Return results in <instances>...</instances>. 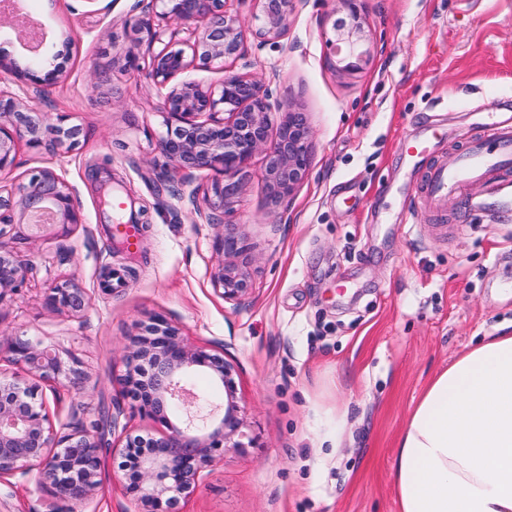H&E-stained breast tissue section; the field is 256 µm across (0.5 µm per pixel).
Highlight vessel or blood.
I'll return each mask as SVG.
<instances>
[{"mask_svg": "<svg viewBox=\"0 0 512 512\" xmlns=\"http://www.w3.org/2000/svg\"><path fill=\"white\" fill-rule=\"evenodd\" d=\"M512 165V126L501 122L484 125L480 133L460 151L453 164L431 165L426 171L424 194L428 203L444 206L451 192L481 180L490 183L499 194L502 206L512 205V184L502 179L501 172ZM122 199L112 201V234L127 251H136L139 228L126 214Z\"/></svg>", "mask_w": 512, "mask_h": 512, "instance_id": "1", "label": "vessel or blood"}]
</instances>
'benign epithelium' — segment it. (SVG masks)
<instances>
[{"instance_id":"1","label":"benign epithelium","mask_w":512,"mask_h":512,"mask_svg":"<svg viewBox=\"0 0 512 512\" xmlns=\"http://www.w3.org/2000/svg\"><path fill=\"white\" fill-rule=\"evenodd\" d=\"M260 7V26L255 36L261 41L282 37L288 26L292 0H255ZM351 19L333 22L334 38L327 40L339 55L341 69L360 68L364 27L359 0H338ZM172 20L189 32V38L174 48L164 39L158 21ZM131 40L148 45L150 72L156 85L166 89L162 109L166 132L157 143L166 160L163 178L170 182L193 173L213 170L219 177L207 185L205 206L193 205L196 217L206 224L219 221L242 192L252 157L265 151V180L272 198L289 196L309 171L311 130L305 113L274 96L270 85L247 75L227 72L217 85L205 86L183 79L196 61L224 68L227 61L244 55L245 29L227 14L225 0H149L147 10L131 29ZM14 71L17 79L37 90L57 83L59 70L48 68V59L29 62L21 69L0 56V71ZM272 112H284L276 139H270ZM83 130L59 118L53 122L16 94L0 89V176L16 166L19 142L26 141L55 154L80 143ZM49 208L56 216L57 234L66 236L81 223V215L70 189L52 169L33 174L18 192L0 185V223L23 224L35 213ZM221 260L212 283L224 300L238 302L250 292V276L238 262L243 253L240 238L226 233L216 242ZM28 263L5 244H0V301L22 287ZM46 305L59 312L80 316L87 306L83 288L75 279H65L49 288ZM8 361L23 368L36 380L79 389L82 372L65 366L59 355L40 341L24 335L0 338V351ZM126 371L121 395L139 413L161 424L159 435L125 436L124 494L135 501L139 512H177L178 500L189 493L203 469L228 448L253 444L243 431L244 418L233 378V366L203 347L188 345L179 329L157 314L127 338ZM205 371L224 386L222 415L202 426L195 423L201 398L184 380ZM38 385L22 387L0 379V477L39 470L41 481L72 503L89 498L100 483V449L111 447L108 435L115 421L92 428H76L67 434L54 431L43 403L37 399Z\"/></svg>"}]
</instances>
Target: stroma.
I'll use <instances>...</instances> for the list:
<instances>
[{
	"mask_svg": "<svg viewBox=\"0 0 512 512\" xmlns=\"http://www.w3.org/2000/svg\"><path fill=\"white\" fill-rule=\"evenodd\" d=\"M336 5L293 0L278 42L248 39L244 59L190 73L207 84L228 71L271 82L312 132L310 169L290 198L270 202L259 152L225 216L252 280L239 302L211 281L222 229L196 223L190 202L209 172L161 179L163 92L146 47L126 36L140 0H28L48 32L42 52L57 56L63 77L39 93L0 74V88L83 129L67 153L20 142L16 168L0 180L17 187L51 168L80 204L82 222L67 236L17 245L33 270L0 304V333L36 338L83 373L78 392L38 385L53 428L65 434L110 412L114 441L160 432L118 386L124 342L157 314L187 343L223 349L235 368L255 445L216 457L181 512H399L391 471L421 393L466 350L512 332V219L481 183L449 194L443 210L429 206L424 167L404 149L424 141L428 162L450 161L483 124L512 118V0H361L368 54L353 72L335 69L328 44ZM129 51L140 68L113 66ZM105 182L143 211L135 257L110 247ZM71 277L89 301L80 317L45 303L51 283ZM341 404L349 437L320 448L314 412ZM119 462L104 450L100 486L77 504L34 467L0 479V512H137Z\"/></svg>",
	"mask_w": 512,
	"mask_h": 512,
	"instance_id": "obj_1",
	"label": "stroma"
}]
</instances>
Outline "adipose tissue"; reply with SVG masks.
<instances>
[{"instance_id": "1", "label": "adipose tissue", "mask_w": 512, "mask_h": 512, "mask_svg": "<svg viewBox=\"0 0 512 512\" xmlns=\"http://www.w3.org/2000/svg\"><path fill=\"white\" fill-rule=\"evenodd\" d=\"M399 512H512V334L429 383L400 435Z\"/></svg>"}]
</instances>
